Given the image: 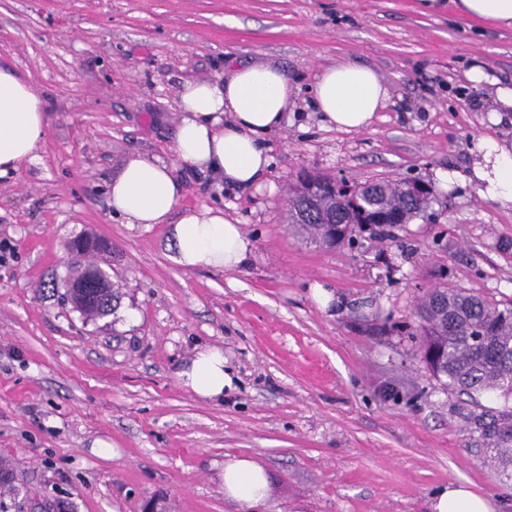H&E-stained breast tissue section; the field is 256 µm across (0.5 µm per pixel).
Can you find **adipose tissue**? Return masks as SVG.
<instances>
[{
  "instance_id": "obj_1",
  "label": "adipose tissue",
  "mask_w": 512,
  "mask_h": 512,
  "mask_svg": "<svg viewBox=\"0 0 512 512\" xmlns=\"http://www.w3.org/2000/svg\"><path fill=\"white\" fill-rule=\"evenodd\" d=\"M461 16L512 27V0H449ZM291 88L276 65L258 62L229 67L224 76L184 86L174 152L176 165L137 155L126 159L108 186V205L131 224H168L174 260L192 270H230L246 261L252 243L222 209L182 207L184 184L177 168L199 171L215 183L237 188L261 185L269 171L268 138L280 129ZM390 99L387 85L370 67L350 61L328 67L317 80L308 107L323 126L345 131L369 127ZM47 100L27 77L0 66V176L34 159L46 135ZM468 173L437 169L440 184L469 182L479 195L512 204V143L490 137L474 144ZM176 224H169L172 213ZM179 383L197 396L222 399L236 380L224 352L205 347L177 372ZM224 495L241 512L264 503L271 483L250 457H230L221 474ZM430 512H493L490 500L463 483L451 482L430 497Z\"/></svg>"
}]
</instances>
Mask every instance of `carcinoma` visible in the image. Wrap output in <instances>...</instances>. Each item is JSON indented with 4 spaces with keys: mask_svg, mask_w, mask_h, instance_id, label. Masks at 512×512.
Listing matches in <instances>:
<instances>
[{
    "mask_svg": "<svg viewBox=\"0 0 512 512\" xmlns=\"http://www.w3.org/2000/svg\"><path fill=\"white\" fill-rule=\"evenodd\" d=\"M331 178L310 175L292 189L288 199V224L292 234L318 247L332 248L353 240L359 213L335 199L330 192H312L310 183H328ZM361 208L369 214L396 213L409 224L429 220L436 192L410 191L406 180L376 181L355 186ZM89 306L76 309L91 318L115 312L119 287L102 269L92 285ZM419 322L412 332L417 351L433 376L470 398L493 396L502 409L489 420H480L477 430L486 442L485 462L502 479L512 481V438H502L497 429L512 424V302L502 304L463 290L433 288L418 307Z\"/></svg>",
    "mask_w": 512,
    "mask_h": 512,
    "instance_id": "cac0c4a2",
    "label": "carcinoma"
}]
</instances>
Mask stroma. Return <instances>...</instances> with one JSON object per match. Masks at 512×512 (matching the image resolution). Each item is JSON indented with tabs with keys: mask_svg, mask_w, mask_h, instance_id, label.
I'll return each mask as SVG.
<instances>
[{
	"mask_svg": "<svg viewBox=\"0 0 512 512\" xmlns=\"http://www.w3.org/2000/svg\"><path fill=\"white\" fill-rule=\"evenodd\" d=\"M476 60L512 87V28L423 0H0V65L49 101L36 160L0 179V512H239L221 479L229 455L268 471L256 512H429L451 482L512 512L476 432L500 402L449 391L407 329L432 288L512 301V205L456 184L438 189L431 222L372 225L352 247L302 242L286 220L305 174L431 185L437 168H471L476 139H512L467 78ZM256 61L292 83L265 183L192 175L182 199L236 219L251 257L184 269L167 225L112 215L108 185L130 156L172 162L186 84ZM340 61L390 88L358 132L305 107ZM78 236L110 248L69 255ZM90 265L121 292L97 321L60 289ZM316 283L335 310L314 302ZM204 346L236 377L220 401L176 378ZM100 439L114 457L94 454Z\"/></svg>",
	"mask_w": 512,
	"mask_h": 512,
	"instance_id": "stroma-1",
	"label": "stroma"
}]
</instances>
